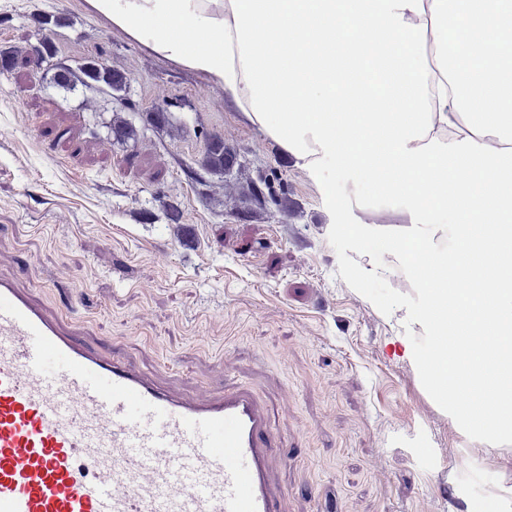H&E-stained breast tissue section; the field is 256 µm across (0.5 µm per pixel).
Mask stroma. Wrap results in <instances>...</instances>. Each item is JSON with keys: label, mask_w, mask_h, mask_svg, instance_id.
Returning a JSON list of instances; mask_svg holds the SVG:
<instances>
[{"label": "stroma", "mask_w": 512, "mask_h": 512, "mask_svg": "<svg viewBox=\"0 0 512 512\" xmlns=\"http://www.w3.org/2000/svg\"><path fill=\"white\" fill-rule=\"evenodd\" d=\"M37 14L63 20L56 62L99 57L130 88L120 102L58 89L46 64L0 69V275L20 274L79 340L164 389L251 391L284 512H512V449L487 453L403 357L416 283L341 232L397 223L361 210L356 172L302 169L206 77L90 0H0V51L25 54ZM159 106L169 123L155 122ZM117 117L133 138L108 136ZM212 136L270 187L251 219L237 216L234 175H187Z\"/></svg>", "instance_id": "1"}]
</instances>
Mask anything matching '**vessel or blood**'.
I'll use <instances>...</instances> for the list:
<instances>
[{
  "label": "vessel or blood",
  "instance_id": "b4317fda",
  "mask_svg": "<svg viewBox=\"0 0 512 512\" xmlns=\"http://www.w3.org/2000/svg\"><path fill=\"white\" fill-rule=\"evenodd\" d=\"M254 397L157 386L0 276V512H283Z\"/></svg>",
  "mask_w": 512,
  "mask_h": 512
}]
</instances>
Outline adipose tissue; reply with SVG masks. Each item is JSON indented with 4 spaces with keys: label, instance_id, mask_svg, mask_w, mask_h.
<instances>
[{
    "label": "adipose tissue",
    "instance_id": "adipose-tissue-1",
    "mask_svg": "<svg viewBox=\"0 0 512 512\" xmlns=\"http://www.w3.org/2000/svg\"><path fill=\"white\" fill-rule=\"evenodd\" d=\"M205 75L312 173L366 171L400 226L354 225L412 273L406 349L457 426L512 445V0H91ZM456 401H449V392Z\"/></svg>",
    "mask_w": 512,
    "mask_h": 512
}]
</instances>
